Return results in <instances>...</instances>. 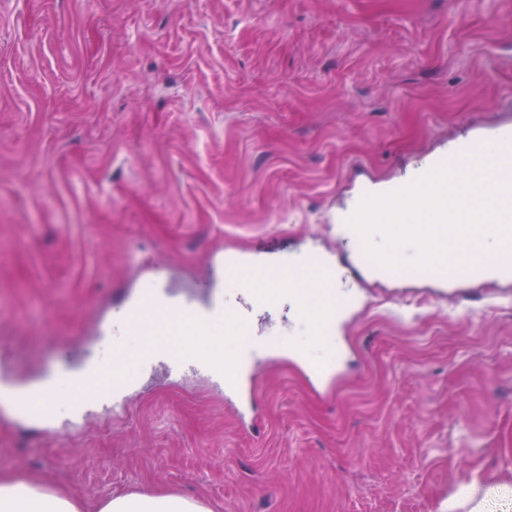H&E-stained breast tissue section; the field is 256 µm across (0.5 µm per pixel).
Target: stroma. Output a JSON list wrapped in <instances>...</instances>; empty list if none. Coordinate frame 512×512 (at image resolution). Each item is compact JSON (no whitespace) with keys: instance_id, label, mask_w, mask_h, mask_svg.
Returning a JSON list of instances; mask_svg holds the SVG:
<instances>
[{"instance_id":"obj_1","label":"stroma","mask_w":512,"mask_h":512,"mask_svg":"<svg viewBox=\"0 0 512 512\" xmlns=\"http://www.w3.org/2000/svg\"><path fill=\"white\" fill-rule=\"evenodd\" d=\"M512 125V0H0V342L15 377L102 352L162 272L316 250L360 305L327 348L273 309L254 425L202 375L149 370L52 432L0 411V475L97 512L165 491L209 512H512V284L353 272L337 208ZM300 357L305 360L310 374L320 384H330L335 376L337 378L341 363V351L337 346L336 351H331L318 360H310L304 354Z\"/></svg>"}]
</instances>
